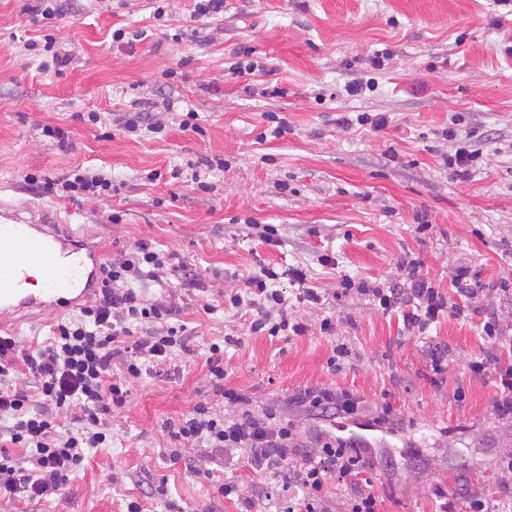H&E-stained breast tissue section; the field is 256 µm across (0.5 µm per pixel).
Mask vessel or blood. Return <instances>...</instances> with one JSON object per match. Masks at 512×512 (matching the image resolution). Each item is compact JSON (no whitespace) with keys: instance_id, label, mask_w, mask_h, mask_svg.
Instances as JSON below:
<instances>
[{"instance_id":"vessel-or-blood-1","label":"vessel or blood","mask_w":512,"mask_h":512,"mask_svg":"<svg viewBox=\"0 0 512 512\" xmlns=\"http://www.w3.org/2000/svg\"><path fill=\"white\" fill-rule=\"evenodd\" d=\"M60 222L50 207L20 209L0 198V333L17 330L19 313H63L94 301L107 245L88 231L61 230ZM33 268L43 281L35 293L24 287Z\"/></svg>"}]
</instances>
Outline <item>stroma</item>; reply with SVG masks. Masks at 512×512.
Here are the masks:
<instances>
[{
    "mask_svg": "<svg viewBox=\"0 0 512 512\" xmlns=\"http://www.w3.org/2000/svg\"><path fill=\"white\" fill-rule=\"evenodd\" d=\"M24 2L0 0V187H12L17 206L51 205L95 229L111 254L142 240L177 254L204 287L183 286L177 271L166 284L144 282L149 298L172 307L171 323L185 325L187 350L131 383L111 447L60 494L0 503V512H127L132 501L143 512H286L297 490L254 472L243 451L174 447L162 423L202 400L228 418L274 408L295 427L297 462L302 446L335 427L294 403L311 387L362 402L345 425L369 431L379 512H468L473 493L490 512L512 510V481L500 478L512 414L496 409L495 377L468 369L487 355L512 362V0H226L222 13L201 20L190 15L193 0H165L158 21L152 0H65L47 27L22 12ZM149 25L154 35L131 49L110 38ZM46 33L69 55L62 72L40 69L26 47ZM245 51L256 71L229 73ZM369 79L373 90L349 93ZM185 107L197 112L198 131L181 127ZM92 110L101 124L83 122ZM134 112L157 113L164 132H126ZM270 112L284 120L281 137L266 134ZM345 112L388 123L342 127L336 118ZM48 125L70 131V145L45 136ZM449 128L469 131L470 149L483 153L471 177L444 164L461 145L446 137ZM206 156L224 160L200 172L214 186L209 194L194 190L187 167ZM81 164L111 171L110 198L45 197L24 179L60 178ZM152 170L161 174L153 183ZM267 224L279 244L265 242ZM406 259L460 315L421 333L372 296L337 297L347 274L372 286L402 283ZM261 263L302 265L320 290L322 304H299L296 285L280 281L302 335L250 332L260 309L225 307ZM460 267L478 276L475 297L453 288ZM326 318L329 333L320 329ZM489 321L497 337L485 335ZM214 342L226 345L220 388L206 364ZM341 343L349 355L335 372L327 360ZM226 388L241 401L225 399ZM383 405L392 415L380 424ZM223 483L236 493L221 495Z\"/></svg>",
    "mask_w": 512,
    "mask_h": 512,
    "instance_id": "1",
    "label": "stroma"
}]
</instances>
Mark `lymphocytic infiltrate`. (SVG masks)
Returning <instances> with one entry per match:
<instances>
[{
  "label": "lymphocytic infiltrate",
  "mask_w": 512,
  "mask_h": 512,
  "mask_svg": "<svg viewBox=\"0 0 512 512\" xmlns=\"http://www.w3.org/2000/svg\"><path fill=\"white\" fill-rule=\"evenodd\" d=\"M28 180L40 183L46 193L58 192L80 202L111 197L113 190L111 175L80 166L59 179L32 174ZM176 268L173 254L140 241L105 259L95 304L58 323L50 341L29 352L17 338L0 336V438L9 439L0 448V500L33 502L65 488L90 452L110 443L112 416L125 407L130 382L149 365L165 363L175 350L184 348L183 326L167 322L170 307L132 286L143 277L162 282ZM284 276L301 283L299 302L321 304L322 295L305 285L303 267L282 274L259 266L249 275L245 290L228 298L231 307L263 310V317L251 323L252 332H304L303 324L291 322L288 299L276 286ZM407 276L405 288L371 287L349 276L341 286L369 293L386 310L412 305L404 322L422 332L454 306L421 275L418 264H410ZM117 357L123 361V373L116 378L112 361ZM295 400L307 410L346 417L356 415L360 406L352 394L330 388L304 389ZM164 429L184 446L244 450L253 470L260 473L280 477L292 472L302 491L299 512H324L322 494L331 481L340 487L355 486L348 512H378L371 478L374 464L361 436H318L312 450L292 467L288 454L296 446L297 433L271 409L258 414L247 410L240 418L227 419L204 400L181 418L165 422ZM19 448L24 457L16 456Z\"/></svg>",
  "instance_id": "obj_1"
}]
</instances>
